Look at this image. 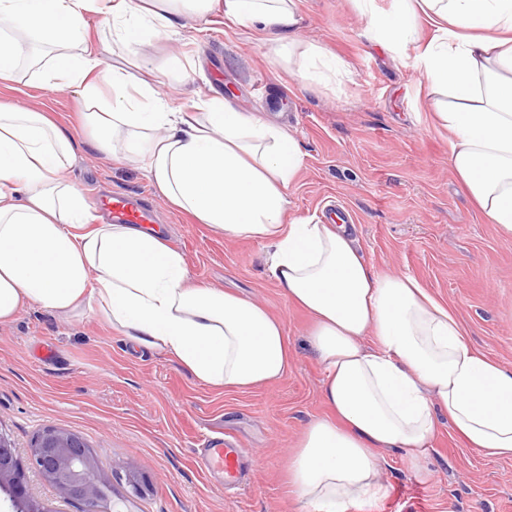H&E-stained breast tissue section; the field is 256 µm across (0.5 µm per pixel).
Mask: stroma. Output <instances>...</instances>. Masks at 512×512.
I'll return each mask as SVG.
<instances>
[{
	"instance_id": "35a3bbf8",
	"label": "stroma",
	"mask_w": 512,
	"mask_h": 512,
	"mask_svg": "<svg viewBox=\"0 0 512 512\" xmlns=\"http://www.w3.org/2000/svg\"><path fill=\"white\" fill-rule=\"evenodd\" d=\"M299 10L303 38L341 59L344 73L303 80L263 31L236 27L219 12L146 53L160 67L179 55L195 66L203 93L292 133L304 166L288 191L289 216L343 208L376 272L415 277L456 314L474 348L512 368V242L483 222L450 168L448 133L412 54L371 39L357 0H299ZM0 99L39 106L64 125L83 109L28 69L0 87ZM77 139L84 160L70 178L86 197L148 194L193 282L256 300L282 321L291 366L271 384L215 389L94 313L63 318L28 308L0 325V429L23 458L37 433L58 428L82 437L104 472L119 464L137 471L150 489L132 512H299L288 457L306 426L328 412L308 314L287 303L262 245L215 235L168 208L136 165L100 154L85 134ZM212 438L240 446L247 482L225 486L208 471ZM378 457L387 493L365 512H512V458L467 447L447 422L422 461L428 478L400 452Z\"/></svg>"
}]
</instances>
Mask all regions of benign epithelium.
Masks as SVG:
<instances>
[{
  "instance_id": "7a95c632",
  "label": "benign epithelium",
  "mask_w": 512,
  "mask_h": 512,
  "mask_svg": "<svg viewBox=\"0 0 512 512\" xmlns=\"http://www.w3.org/2000/svg\"><path fill=\"white\" fill-rule=\"evenodd\" d=\"M29 467L53 485L61 498L80 503L82 512H120L111 504V479L75 433L55 428L39 432L25 463L18 457L10 435L0 429V492L9 495L14 512H48L27 494Z\"/></svg>"
}]
</instances>
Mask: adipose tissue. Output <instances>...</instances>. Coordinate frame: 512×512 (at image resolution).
Instances as JSON below:
<instances>
[{
    "mask_svg": "<svg viewBox=\"0 0 512 512\" xmlns=\"http://www.w3.org/2000/svg\"><path fill=\"white\" fill-rule=\"evenodd\" d=\"M378 15L360 0L367 31L413 63L444 96L448 162L485 223L512 240V0H397ZM262 29L306 79L341 69L301 36L296 0H0V85L16 82L35 47L50 55L44 85L72 91L96 149L139 165L171 208L228 239L269 248L286 301L311 318L330 413L305 429L288 460L303 512H345L380 499L377 450L418 468L439 416L470 447L512 457V371L469 342L457 317L412 276L376 274L347 224L288 216L287 191L304 164L287 129L229 100L162 93L191 72L154 67L143 45L215 7ZM437 20L420 42L419 11ZM105 14L132 68L87 44V16ZM72 132L49 113L0 101V325L27 307L68 317L101 313L131 342L181 364L196 380L246 390L282 379L291 354L282 322L254 300L191 283L162 226L92 214L66 177L78 161Z\"/></svg>",
    "mask_w": 512,
    "mask_h": 512,
    "instance_id": "obj_1",
    "label": "adipose tissue"
}]
</instances>
